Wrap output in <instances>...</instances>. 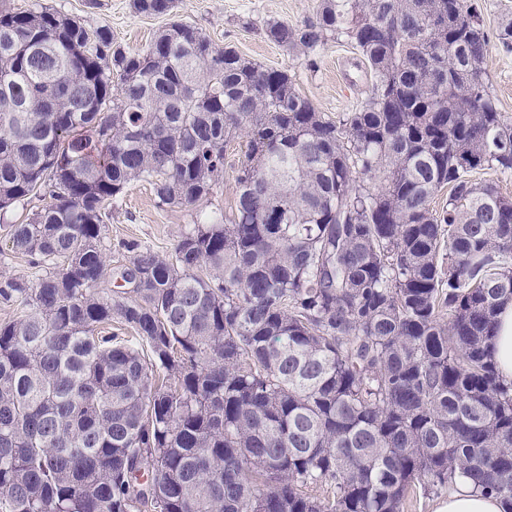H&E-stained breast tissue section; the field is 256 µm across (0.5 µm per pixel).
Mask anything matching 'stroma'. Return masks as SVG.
<instances>
[{
	"instance_id": "stroma-1",
	"label": "stroma",
	"mask_w": 512,
	"mask_h": 512,
	"mask_svg": "<svg viewBox=\"0 0 512 512\" xmlns=\"http://www.w3.org/2000/svg\"><path fill=\"white\" fill-rule=\"evenodd\" d=\"M318 0H174L164 15L138 13L133 0H10L14 9L46 7L79 19L87 27H110L115 47L128 53L145 49L167 24L179 20L195 26L217 45L233 47L244 58L264 67L288 71L297 90L318 111L331 117L355 110L365 102L372 75L359 52L346 40H332L311 56L285 50L267 40V22L300 25L315 19ZM484 29L491 36L483 63L489 90L500 111L512 117V47H503L495 35L503 20L512 18V0H479ZM243 140L227 150L224 175L214 192L193 206L158 208L149 185L127 187L122 202L108 208L106 224L108 274L103 291L114 290L127 264L126 246L135 242L160 255L170 254L182 231L202 213L231 216L237 166L243 158Z\"/></svg>"
}]
</instances>
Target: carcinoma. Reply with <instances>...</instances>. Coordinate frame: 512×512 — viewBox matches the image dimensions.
<instances>
[{"instance_id": "obj_1", "label": "carcinoma", "mask_w": 512, "mask_h": 512, "mask_svg": "<svg viewBox=\"0 0 512 512\" xmlns=\"http://www.w3.org/2000/svg\"><path fill=\"white\" fill-rule=\"evenodd\" d=\"M265 36L346 37L368 100L334 119L191 25L132 55L0 0V211L50 198L6 228L42 274L0 281V512H404L459 477L512 512V196L472 179L512 175V120L479 6L320 0ZM242 136L233 218L128 245L138 281L101 291L107 207L195 205ZM499 330L494 339V357L500 375L512 381V302L498 314Z\"/></svg>"}]
</instances>
